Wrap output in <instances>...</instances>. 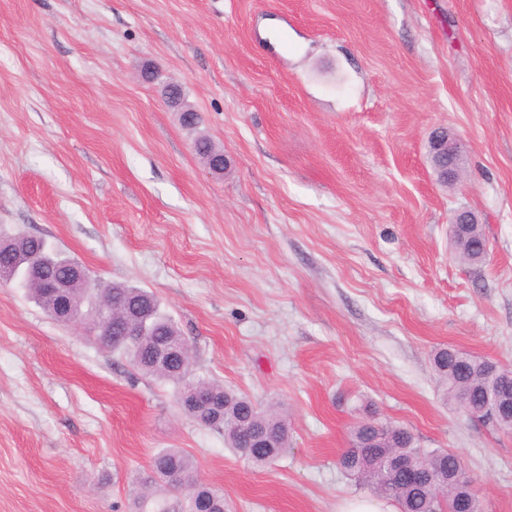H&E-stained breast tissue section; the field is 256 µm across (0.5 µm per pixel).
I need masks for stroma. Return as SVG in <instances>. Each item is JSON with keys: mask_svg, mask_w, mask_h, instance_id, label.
I'll return each instance as SVG.
<instances>
[{"mask_svg": "<svg viewBox=\"0 0 512 512\" xmlns=\"http://www.w3.org/2000/svg\"><path fill=\"white\" fill-rule=\"evenodd\" d=\"M440 130L463 151L450 186ZM460 209L482 263L453 258ZM0 233L153 292L195 374L278 406L291 446L252 467L172 385L0 285V512H131L165 448L224 512H342L369 494L338 464L369 418L457 454L484 512H512V434L432 369L443 346L512 367V0H0Z\"/></svg>", "mask_w": 512, "mask_h": 512, "instance_id": "35a3bbf8", "label": "stroma"}]
</instances>
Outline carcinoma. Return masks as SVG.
Wrapping results in <instances>:
<instances>
[{"label":"carcinoma","instance_id":"1","mask_svg":"<svg viewBox=\"0 0 512 512\" xmlns=\"http://www.w3.org/2000/svg\"><path fill=\"white\" fill-rule=\"evenodd\" d=\"M484 241L483 233L452 238L458 258L467 264L472 263L471 256L479 251ZM32 255L41 258L43 273L54 279L67 277L77 265L76 260L51 246L46 239L24 236L16 250L0 252V267H8L25 278ZM27 294L48 315H53L55 301L46 290L30 287ZM108 298L136 308L140 321L146 323L152 336L143 343L117 340L107 344V349L127 356L138 371L173 384L183 410L191 389L208 388L212 392L211 405L193 415V419L223 433L224 444L251 465L261 468L288 453V426L277 411L271 408L261 411L248 396L195 377L190 363L184 366L176 359L164 361L154 357L156 343L185 344L187 340L152 292L121 283H103L87 273L70 292L72 308L84 312L88 327L99 320L103 311L100 300ZM433 366L446 397L455 402L461 393L469 395L468 403L459 404L466 414L469 407L481 408L492 400L501 379H512L511 368H501L476 357L465 358L452 348L436 351ZM396 455L410 458L422 474L436 460L444 471L458 474L463 480L451 485L400 484L388 469L389 460ZM339 465L377 497L396 502L399 512H439L442 503L464 496V485L471 483L459 456L444 450L424 451L416 446L414 435L406 426L377 420L361 422L353 428L350 447L341 453ZM135 483V512H172L170 499L173 497L178 499V512H219L224 506V494L201 481L194 460L177 448L157 453L152 460L151 475L138 477Z\"/></svg>","mask_w":512,"mask_h":512}]
</instances>
